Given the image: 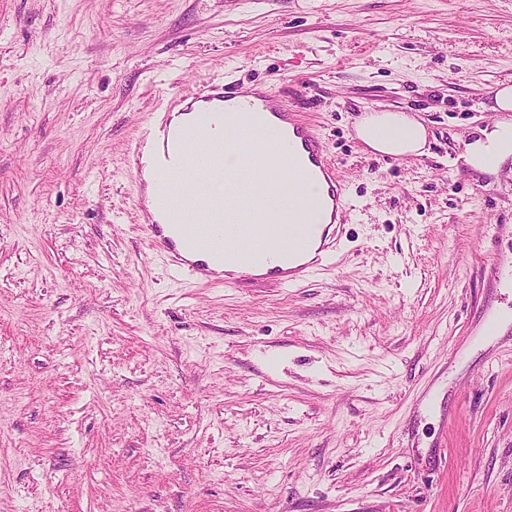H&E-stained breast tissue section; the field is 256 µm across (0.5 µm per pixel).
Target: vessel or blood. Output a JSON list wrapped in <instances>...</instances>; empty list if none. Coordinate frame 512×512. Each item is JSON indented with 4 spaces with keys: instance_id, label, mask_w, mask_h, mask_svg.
<instances>
[{
    "instance_id": "b4317fda",
    "label": "vessel or blood",
    "mask_w": 512,
    "mask_h": 512,
    "mask_svg": "<svg viewBox=\"0 0 512 512\" xmlns=\"http://www.w3.org/2000/svg\"><path fill=\"white\" fill-rule=\"evenodd\" d=\"M198 102L230 105L276 126L288 165L269 166L267 156L251 152L231 128L217 137L212 126L179 127L164 118L144 130L132 171L139 179L147 173L155 178L161 213L148 215L142 230L171 273L196 285L249 291L294 287L315 268L334 265L349 198L316 126L286 109L268 87L248 91L210 83L182 113ZM218 178L225 196L214 199L207 185ZM310 181L325 190L326 219L320 224L307 222L300 201ZM274 195L288 203L286 225L272 221Z\"/></svg>"
}]
</instances>
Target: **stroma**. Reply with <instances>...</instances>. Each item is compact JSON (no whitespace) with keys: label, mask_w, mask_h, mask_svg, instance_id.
<instances>
[{"label":"stroma","mask_w":512,"mask_h":512,"mask_svg":"<svg viewBox=\"0 0 512 512\" xmlns=\"http://www.w3.org/2000/svg\"><path fill=\"white\" fill-rule=\"evenodd\" d=\"M214 80L345 181L301 286L174 279L138 228L141 128ZM504 83L512 0H0V512H512V173L456 161ZM358 135L376 151L404 155L420 151L425 129L414 119L399 112H382L361 122Z\"/></svg>","instance_id":"1"}]
</instances>
